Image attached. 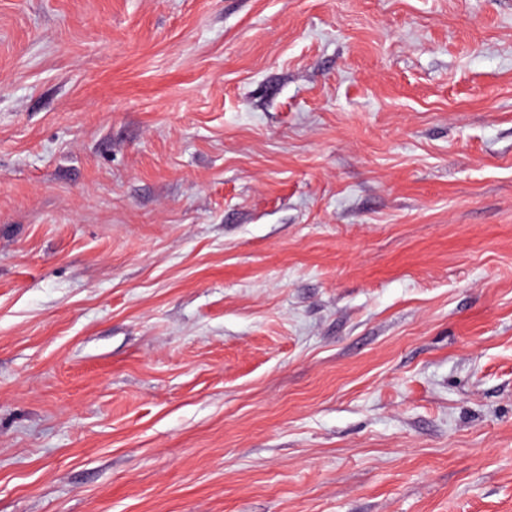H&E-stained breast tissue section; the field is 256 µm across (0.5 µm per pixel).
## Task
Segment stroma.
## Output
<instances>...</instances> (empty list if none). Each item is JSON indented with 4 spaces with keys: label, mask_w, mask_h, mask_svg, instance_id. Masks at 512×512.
Segmentation results:
<instances>
[{
    "label": "stroma",
    "mask_w": 512,
    "mask_h": 512,
    "mask_svg": "<svg viewBox=\"0 0 512 512\" xmlns=\"http://www.w3.org/2000/svg\"><path fill=\"white\" fill-rule=\"evenodd\" d=\"M0 512H512V0H0Z\"/></svg>",
    "instance_id": "1"
}]
</instances>
